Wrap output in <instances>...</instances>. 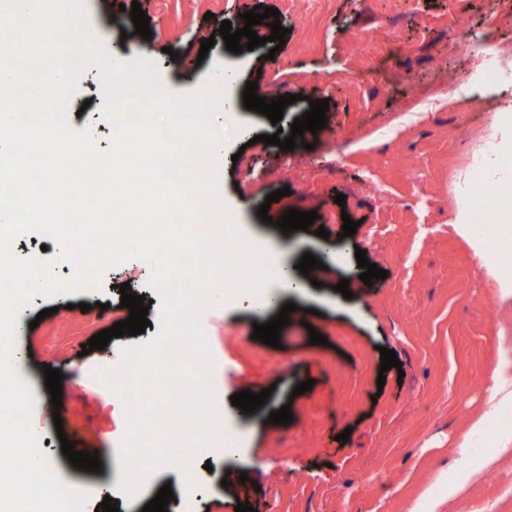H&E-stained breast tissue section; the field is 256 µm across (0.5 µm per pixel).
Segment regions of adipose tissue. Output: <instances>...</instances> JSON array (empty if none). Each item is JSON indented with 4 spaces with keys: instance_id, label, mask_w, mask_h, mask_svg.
Here are the masks:
<instances>
[{
    "instance_id": "1",
    "label": "adipose tissue",
    "mask_w": 512,
    "mask_h": 512,
    "mask_svg": "<svg viewBox=\"0 0 512 512\" xmlns=\"http://www.w3.org/2000/svg\"><path fill=\"white\" fill-rule=\"evenodd\" d=\"M454 229L469 242L475 257L493 273L497 270L494 256L498 242L512 239V213H503L500 224L483 235L477 234L467 216L460 213L456 216ZM510 402L512 403V339L504 336L499 340V359L492 374L487 410L496 412ZM27 423V410L23 407L16 413L0 417V448L23 460L21 468L0 472V512H25L24 500L32 492L28 475L46 468L49 464L46 456L32 452L18 441L17 432L26 428Z\"/></svg>"
}]
</instances>
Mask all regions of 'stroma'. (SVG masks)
Segmentation results:
<instances>
[{"mask_svg": "<svg viewBox=\"0 0 512 512\" xmlns=\"http://www.w3.org/2000/svg\"><path fill=\"white\" fill-rule=\"evenodd\" d=\"M132 1L82 0V7L108 49L153 63L167 90H207L228 68L235 98L249 81L261 97L275 89L298 95L276 126L243 107L216 113L213 124L234 135L211 165L217 196L237 215L242 236L262 249L288 244L290 264L308 252L323 263L309 273L313 285L294 297L299 311L282 329L279 347L252 337V309L262 294L227 295L201 314L215 366L214 403L229 420L234 459L228 464L223 449L204 450L193 467L200 508L408 512L419 498L437 495L440 482L456 480L458 445L485 410L499 337L512 336V299L500 298L495 278L453 229L483 141L498 113H512L511 82L481 90V110L471 112L463 92L477 61L457 43L466 35L512 54V0H137L150 19L152 35L144 40L128 34ZM257 5L278 10L288 30L282 50L264 45L234 54L220 39L200 55L202 41L222 21L239 28L241 14ZM316 99L328 101V123L305 132L304 146L285 151L260 142V135L290 131ZM105 101L100 70L89 67L65 106L70 126L90 129L102 151L115 131L101 114ZM283 187L289 195L266 203ZM339 194L346 197L341 206ZM263 203L272 223L257 213ZM287 209L316 212L328 239L277 229ZM347 217L358 227L345 238ZM359 249L387 270L386 278L360 280ZM151 275L147 262L130 259L107 269L98 288L35 296L28 315L41 322L16 340L26 356L30 446L50 459L56 482L83 488L84 512H95L103 487L119 481L125 434L120 400L93 373L122 362L124 347L159 334L162 297L150 288ZM344 279L348 299L335 290ZM125 282L150 300L148 327L83 353L94 334L112 327ZM83 302L89 311L80 310ZM314 331L326 344H311ZM385 348L396 352L401 370L381 371ZM47 365L64 376L58 410L45 387ZM308 379L312 389L294 394ZM267 388L272 394L256 413L232 407L234 393ZM286 404L292 422L270 423V413ZM62 431L98 453L101 472L74 468L61 451ZM343 432L348 442H340ZM470 466L479 479L441 512H512V454L493 449ZM181 478L173 468L154 473L142 480L138 498L119 501V512H142L165 485L174 492L169 512H185Z\"/></svg>", "mask_w": 512, "mask_h": 512, "instance_id": "35a3bbf8", "label": "stroma"}]
</instances>
